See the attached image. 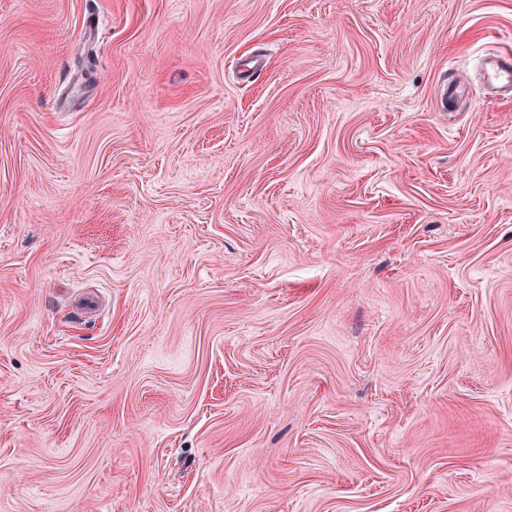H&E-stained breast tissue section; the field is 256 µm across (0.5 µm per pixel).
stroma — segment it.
<instances>
[{"instance_id":"obj_1","label":"stroma","mask_w":512,"mask_h":512,"mask_svg":"<svg viewBox=\"0 0 512 512\" xmlns=\"http://www.w3.org/2000/svg\"><path fill=\"white\" fill-rule=\"evenodd\" d=\"M493 52L512 0H0V512H512Z\"/></svg>"}]
</instances>
